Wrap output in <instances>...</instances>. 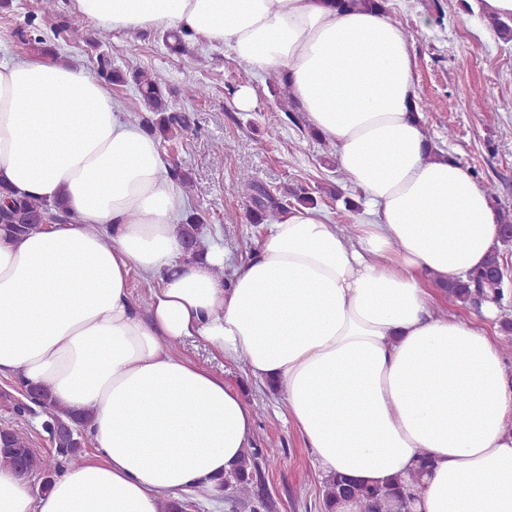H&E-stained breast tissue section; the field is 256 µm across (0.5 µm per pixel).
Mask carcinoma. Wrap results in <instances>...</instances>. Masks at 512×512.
<instances>
[{
  "label": "carcinoma",
  "mask_w": 512,
  "mask_h": 512,
  "mask_svg": "<svg viewBox=\"0 0 512 512\" xmlns=\"http://www.w3.org/2000/svg\"><path fill=\"white\" fill-rule=\"evenodd\" d=\"M338 8H364L387 13V0H336ZM483 22L505 42H512V17L482 16ZM19 41L34 55L60 56L55 39L29 18L17 31ZM165 42L169 49L179 55L190 53L192 39L186 33L168 32ZM108 34L101 31L92 39L91 48L96 56V74L107 85L124 86L133 83L138 91L141 109L135 116L138 125L156 136L161 143L172 142L183 137L189 123L185 113L174 109L171 104V91L159 77L144 70L134 69L124 72L112 66L106 52ZM250 219L253 224H270L279 215L296 206H315L317 199L310 188L293 187L272 194L265 189H257L252 198ZM72 221L75 215L67 212L60 202L49 204L35 198L18 194L7 187L0 188V225L10 228L16 235H27L38 230L43 220ZM205 219L196 210L184 215L181 233L185 245V257L194 260L204 247L201 238V225ZM500 247L492 253L482 269L470 274L467 281L448 275L444 290L448 296L460 304L479 309L483 303L493 299L502 309L512 306V293L495 285L492 273L507 262L505 251L512 249V211H501ZM12 413L19 419L38 417L44 437L50 444L45 456L30 448L26 434L12 424L0 423V466H8L25 478L36 475L40 480L39 491L50 489L53 477L62 470L79 466L85 457L86 448L92 446L87 433L90 415L81 416L64 410L55 404L52 393L45 386L28 387L21 385L19 397L9 398ZM277 448H250L243 463L233 473L217 479V487L230 500L246 503L249 512H271L272 502L260 489L262 475L260 463L278 455ZM428 457L420 460L418 469L408 480L397 479L384 485H365L336 474L323 482L322 508L324 512H336L337 505L346 498L361 503L362 512H410L413 500V487L422 479Z\"/></svg>",
  "instance_id": "cac0c4a2"
}]
</instances>
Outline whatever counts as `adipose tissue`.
<instances>
[{"label":"adipose tissue","mask_w":512,"mask_h":512,"mask_svg":"<svg viewBox=\"0 0 512 512\" xmlns=\"http://www.w3.org/2000/svg\"><path fill=\"white\" fill-rule=\"evenodd\" d=\"M75 6L105 29L184 31L281 70L365 210L347 233L290 209L220 277V245L184 260V197L110 89L54 59L0 64V184L76 217L0 229V376L89 412L97 451L40 496L0 467V512H160L164 496L214 494L255 417L174 353L186 336L278 386L322 476L382 484L425 454L413 512H512V368L483 323L435 310L443 278L498 246L500 217L469 167L431 153L404 28L330 0ZM135 273L150 283L143 311Z\"/></svg>","instance_id":"1"}]
</instances>
